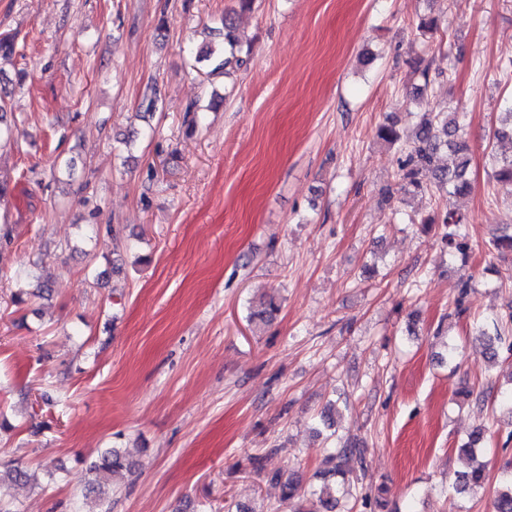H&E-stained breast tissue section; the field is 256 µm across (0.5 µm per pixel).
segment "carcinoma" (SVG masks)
Listing matches in <instances>:
<instances>
[{"instance_id": "1", "label": "carcinoma", "mask_w": 512, "mask_h": 512, "mask_svg": "<svg viewBox=\"0 0 512 512\" xmlns=\"http://www.w3.org/2000/svg\"><path fill=\"white\" fill-rule=\"evenodd\" d=\"M220 24L221 28L217 29V32L222 35V41L210 45L198 56V61L207 62L206 77L209 80L232 62L240 67L245 63L243 58L236 56L239 41L233 34L231 18H222ZM464 126V116L457 112L440 110L428 114L416 125L414 136L409 142H401L395 121L391 118L385 119L377 128V137L380 140L397 147L400 191L406 196L427 195L433 200V212L419 217L413 215L409 217L410 222L419 224L426 230L432 229L435 225L441 226V242L448 249V256L454 259L459 257L463 262L466 261L470 250L467 236L462 232L465 217L454 209L442 206V199L435 196L433 190L440 191L445 187L450 197L466 196L471 191L469 147L461 137ZM443 149L450 152L453 158L448 166L434 174L435 183L430 184L425 180L426 171L431 168L435 155ZM488 160L496 184L512 194V157L491 153ZM489 249L503 257L512 255V234L493 237L489 240ZM493 328L494 333L491 334L485 327L479 325L476 332V335L484 338L486 350L492 356L497 354L499 344L504 340L498 324H493ZM484 435L485 427L479 424L460 445V449L468 453L474 464L469 471L458 476L452 485L453 491L457 494L481 489L487 483L485 465L476 460L477 455L483 451ZM356 452V443L348 439L340 448L329 453L325 459L327 467L320 472L322 484L303 495L299 494L300 480L293 475L284 480L281 474L275 473L270 480L281 485L283 500L290 501L301 495L311 504V508H303L301 512H336V478H346L349 473L347 463ZM131 470L130 460L119 449H104L89 463L88 471L92 474V479L88 484L87 493H94L104 500L107 499L109 494L115 491L116 478ZM30 480L31 475L19 465L12 466L5 472L0 470V485L7 481L26 484ZM493 507L494 512H512V475L500 482Z\"/></svg>"}]
</instances>
